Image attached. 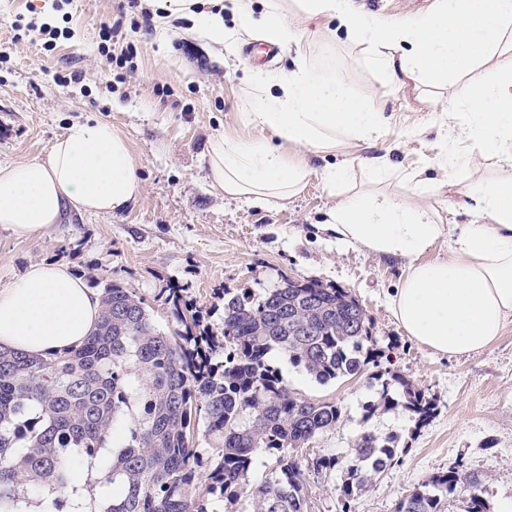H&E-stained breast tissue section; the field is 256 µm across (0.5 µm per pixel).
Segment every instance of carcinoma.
Returning <instances> with one entry per match:
<instances>
[{"mask_svg":"<svg viewBox=\"0 0 512 512\" xmlns=\"http://www.w3.org/2000/svg\"><path fill=\"white\" fill-rule=\"evenodd\" d=\"M160 299L182 322L197 323L180 289L165 288ZM100 301L93 332L70 351L0 349V512L36 490L56 494L52 506L61 512L74 466L96 468L109 437L116 450L97 479L112 484L103 512H215L213 496L227 506L247 498L252 512H308L311 474L347 468V503L398 461L396 439L369 429L356 436L349 461L303 454L341 412L293 392L272 361L282 353L321 384L363 375L374 358L371 318L345 289L285 276L262 298L249 288L226 291L221 337L204 342L189 326L159 330L131 288L110 283ZM403 395L419 421L430 417L424 395ZM201 421L209 454L195 448ZM260 451L272 468L250 487ZM203 467L210 482L201 488L195 475ZM465 484L476 480L450 468L401 499L396 512H443Z\"/></svg>","mask_w":512,"mask_h":512,"instance_id":"obj_1","label":"carcinoma"}]
</instances>
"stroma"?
Segmentation results:
<instances>
[{"mask_svg": "<svg viewBox=\"0 0 512 512\" xmlns=\"http://www.w3.org/2000/svg\"><path fill=\"white\" fill-rule=\"evenodd\" d=\"M140 2L123 24L136 46L134 71L126 82L111 84L98 47L101 26L116 18L119 0H0V164L45 158L71 124L96 118L127 139L144 185L135 201L112 215L68 213L28 238L1 225L0 287L32 264H66L90 287L113 282L135 289L166 333L185 326L157 301L163 288L184 289L201 326L215 332L228 289L261 296L285 275L346 289L373 323L375 362L364 375L321 384L281 355L273 361L293 391L341 409L336 427L319 435L310 453L349 459L355 437L368 428L396 438L401 454L348 501L341 496L345 469L311 477L310 512H396L415 487L451 466L477 478L487 512H501L512 504V323L482 350L435 353L411 339L391 310L408 259L368 253L325 230L337 197L321 172L312 173L297 196L269 209L213 188L203 161L211 139L262 138V131L244 125L242 114L259 77L288 72L291 55L278 53L268 63L228 52L195 32L191 19L173 13L167 0ZM144 6L152 11L147 25ZM16 21L50 24L59 37L44 49L37 33L15 37ZM59 75L66 85L56 84ZM350 84L383 108L389 123L378 146L351 144L326 154L325 164L350 165L354 191L369 183L364 158L387 156L382 187L395 200L432 208L446 225L471 223L461 208L464 194L490 171L468 162L449 183L446 116L432 96L412 84L387 95L378 74L365 66L351 69ZM417 172L429 180L425 191L414 188ZM405 382L432 400L426 423L400 405L367 413L381 385L396 395Z\"/></svg>", "mask_w": 512, "mask_h": 512, "instance_id": "stroma-1", "label": "stroma"}]
</instances>
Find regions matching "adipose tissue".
Instances as JSON below:
<instances>
[{
	"instance_id": "obj_1",
	"label": "adipose tissue",
	"mask_w": 512,
	"mask_h": 512,
	"mask_svg": "<svg viewBox=\"0 0 512 512\" xmlns=\"http://www.w3.org/2000/svg\"><path fill=\"white\" fill-rule=\"evenodd\" d=\"M231 2L234 27H225L223 12L209 13L199 27L205 37L230 47L258 36L295 57L286 74L258 84L243 115L269 139H212L213 186L254 206L278 204L302 189L312 158L340 142L382 139L388 118L353 93L348 66L323 64L303 50L312 23L337 21L348 42L364 47L363 64L388 91L410 80L446 88L452 143L497 174L465 194L477 223L445 228L430 209L384 193L346 197L349 167H327L323 178L338 198L327 228L371 253L410 258L391 308L417 343L448 355L493 343L512 323V178L502 175L512 169V66L470 81L465 75L512 46V0H439L432 13L402 23L354 10L350 0H295L293 22L282 0H268L259 15L242 0ZM142 191L127 140L88 119L71 125L45 159L0 164V225L25 238L48 231L65 210L111 214ZM443 233L451 242L447 258L422 261ZM99 308L98 291L67 265L33 264L0 287V345L43 356L74 349L92 332Z\"/></svg>"
}]
</instances>
